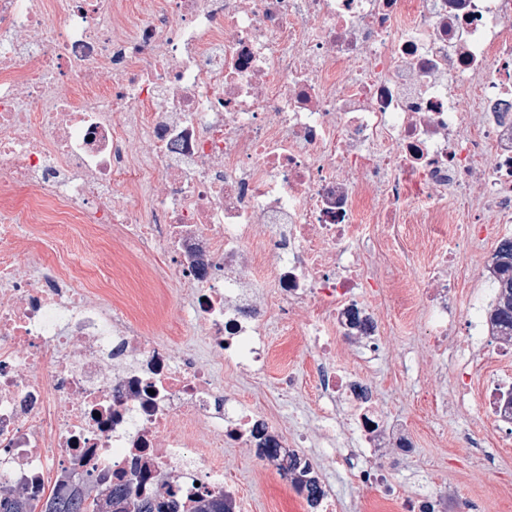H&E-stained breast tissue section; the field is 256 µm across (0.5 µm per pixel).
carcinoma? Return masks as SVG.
Returning <instances> with one entry per match:
<instances>
[{"label": "carcinoma", "mask_w": 512, "mask_h": 512, "mask_svg": "<svg viewBox=\"0 0 512 512\" xmlns=\"http://www.w3.org/2000/svg\"><path fill=\"white\" fill-rule=\"evenodd\" d=\"M498 295L492 321L500 335L512 340V239L502 243L496 257ZM170 512L165 502L138 498L131 484L111 486L103 495L90 497L79 489L54 488L48 496L21 491H0V512Z\"/></svg>", "instance_id": "1"}]
</instances>
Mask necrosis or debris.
Segmentation results:
<instances>
[{"label": "necrosis or debris", "instance_id": "1", "mask_svg": "<svg viewBox=\"0 0 512 512\" xmlns=\"http://www.w3.org/2000/svg\"><path fill=\"white\" fill-rule=\"evenodd\" d=\"M456 200H449V190ZM512 223V0H0V489L52 484L243 512L224 449L259 473L319 480L309 432L227 394L223 365L276 390L313 365L321 430L413 448L336 363V339L380 351L364 293L403 292L392 264L336 270L333 252ZM108 246L103 267L84 258ZM139 288L140 309L120 296ZM179 289L189 335H155ZM455 285L422 306L436 357L512 435L492 364L512 344L457 322ZM463 341L449 345L452 327Z\"/></svg>", "mask_w": 512, "mask_h": 512}]
</instances>
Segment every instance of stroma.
I'll list each match as a JSON object with an SVG mask.
<instances>
[{"mask_svg": "<svg viewBox=\"0 0 512 512\" xmlns=\"http://www.w3.org/2000/svg\"><path fill=\"white\" fill-rule=\"evenodd\" d=\"M452 275H465L466 283L456 293V308L466 319L474 318L478 293L479 262L472 249L456 258ZM403 306L383 302L377 314L389 333L388 343L372 369H364L353 341H338L336 361L352 378L371 392L373 401L386 420L407 421L416 440L409 453L388 448L369 456L368 461L389 472L400 496L384 500L379 488L360 487L344 470L334 467L322 472L324 481L336 492L338 512H404L402 498L410 493L439 495L445 512H512V438H498L478 396L462 397L449 367H431L433 341L426 336L423 321L406 322ZM411 363L415 372L405 378L402 362ZM295 371L302 377V390L289 397L276 421L288 430L314 429L308 452L316 459L343 453V442H329L317 427L318 398L310 377L306 356L293 358ZM275 372L255 381L225 374L224 388L242 403L263 409L274 393ZM483 439L495 449L492 461L473 454L462 443V433ZM224 466L233 470L245 502V512H304L301 499L275 474L256 478L255 464L241 449L224 451Z\"/></svg>", "mask_w": 512, "mask_h": 512, "instance_id": "35a3bbf8", "label": "stroma"}]
</instances>
